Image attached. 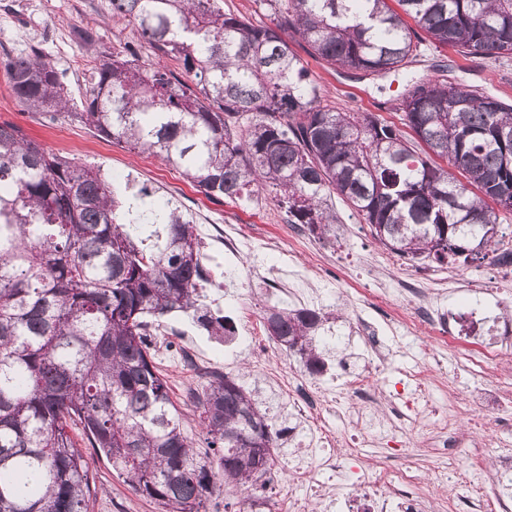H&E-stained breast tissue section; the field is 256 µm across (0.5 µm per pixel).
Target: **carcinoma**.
I'll list each match as a JSON object with an SVG mask.
<instances>
[{"instance_id":"cac0c4a2","label":"carcinoma","mask_w":512,"mask_h":512,"mask_svg":"<svg viewBox=\"0 0 512 512\" xmlns=\"http://www.w3.org/2000/svg\"><path fill=\"white\" fill-rule=\"evenodd\" d=\"M110 4L157 62L132 45L99 53L76 107L65 74L32 46L3 61L24 110L149 153L213 200L268 189L288 223L321 238L336 236L337 194L411 262L469 265L492 251L512 265L495 235L512 213V105L407 76L397 102L410 142L369 112L324 102L288 40L334 70L398 75L423 43L410 18L437 49L508 56L512 0H261L263 25L222 0ZM121 208L100 170L0 125V512H87L89 464L72 424L163 512H200L217 490L236 496L271 472L280 431L247 389L214 370L194 395L207 461L153 361L150 337L172 313L218 339L234 333L202 301L211 269L196 225L177 207L130 206L123 221ZM134 224L160 225L161 242L143 246ZM327 320L311 308L264 315L268 336L311 375L326 369L316 336Z\"/></svg>"}]
</instances>
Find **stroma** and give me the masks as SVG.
<instances>
[{
	"mask_svg": "<svg viewBox=\"0 0 512 512\" xmlns=\"http://www.w3.org/2000/svg\"><path fill=\"white\" fill-rule=\"evenodd\" d=\"M77 27L94 29L93 47L75 41L72 31ZM127 43L138 46L143 60H150V49L134 25L113 21L110 0H0V54L42 45L55 66L66 73L67 92L73 98L81 97L87 73L86 68L75 65V58L117 52ZM294 49L325 102L342 111L369 112L402 127L403 113L395 101L398 84L387 78L362 77L347 69H327L308 54L305 44H295ZM412 70L425 77L442 71L448 81L463 83L512 105V57L467 60L450 49L429 45L416 58ZM0 124L17 125L46 149L99 167L121 199L133 198L145 186L152 190L154 201L179 206L196 224L212 269L211 281L204 287L206 302L226 317H235L243 307L261 313L274 305L287 306V297L277 293L274 282L265 280L268 268L290 258L298 269L307 270L322 293L318 307L329 316L320 332L327 373L334 374L347 365L359 372L371 369L374 353L370 338H378L385 353L386 369L376 376L381 397L370 406L372 421L382 433L373 437L370 454L404 441V448L397 451V463L447 479L446 484L428 486L433 512H477L470 501L449 498L448 485L477 469L497 474L500 458H512V446L501 448L492 443L481 453L449 459L431 425L430 412L444 408L449 420H457L458 409L469 403L472 392L494 393L497 381L467 373L451 351L432 355L427 321L418 320L415 330L394 333L389 319L393 312L411 311L409 295L398 291L399 285L410 282L436 289L445 308L451 310L490 308V323L501 325L503 308L512 307V291L500 294L494 302L486 295V288L492 287L504 271L494 255L467 266H441L430 261L413 264L385 250L374 239L370 225L337 195L330 200L340 224L334 241L319 239L289 224L271 192H258L248 203L209 199L155 157L138 154L83 124L68 120L51 123L38 113L23 111L1 71ZM230 229L244 232L253 244L252 249L233 259L224 253V233ZM269 240L275 241V249H264V242ZM164 324L166 331L153 337L151 351L185 417V433L195 444H202L203 436L192 396L202 390L209 369L224 372L251 391L274 427L293 425L282 391L292 378L302 377L311 383L315 377L283 346L266 335L256 343H226L198 330L182 313L167 316ZM407 368H430L434 375L427 386L428 410L403 421L385 397L397 394L408 398L403 375ZM78 446L90 462L88 512H162L161 507L134 493L86 441H79Z\"/></svg>",
	"mask_w": 512,
	"mask_h": 512,
	"instance_id": "35a3bbf8",
	"label": "stroma"
}]
</instances>
